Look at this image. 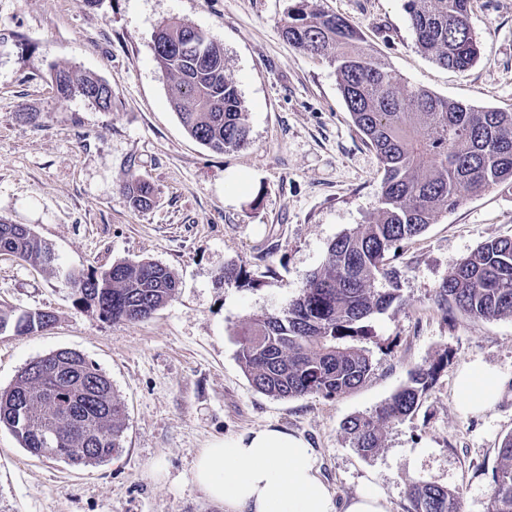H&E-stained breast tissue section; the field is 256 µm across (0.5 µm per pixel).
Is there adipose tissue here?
Segmentation results:
<instances>
[{
    "label": "adipose tissue",
    "instance_id": "ef3b65f1",
    "mask_svg": "<svg viewBox=\"0 0 512 512\" xmlns=\"http://www.w3.org/2000/svg\"><path fill=\"white\" fill-rule=\"evenodd\" d=\"M504 388L501 375L468 364L457 378V408L465 414L484 412ZM194 479L225 512H391L385 494L372 482L336 501L315 467L309 443L276 427L213 441L197 457Z\"/></svg>",
    "mask_w": 512,
    "mask_h": 512
}]
</instances>
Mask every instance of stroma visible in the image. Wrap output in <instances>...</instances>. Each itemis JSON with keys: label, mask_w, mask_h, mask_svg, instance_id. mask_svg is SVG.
<instances>
[{"label": "stroma", "mask_w": 512, "mask_h": 512, "mask_svg": "<svg viewBox=\"0 0 512 512\" xmlns=\"http://www.w3.org/2000/svg\"><path fill=\"white\" fill-rule=\"evenodd\" d=\"M293 0H0V219L22 224L55 254L53 268L0 254V309L47 310L53 324L0 333V391L32 361L68 349L111 380L125 410L121 449L73 467L32 456L0 428V512H224L193 477L212 441L266 426L305 437L337 500L375 479L391 512H409L408 488L425 480L459 491L461 512H486L502 439L512 433V318L450 313L439 291L452 263L512 237V185L439 214L403 243L388 267L398 298L361 343L369 377L343 396L277 399L257 391L236 333L279 315L330 244L376 216L382 175L354 127L328 60L283 38ZM355 24L363 45L400 84L477 108L512 112V0H473L479 41L460 73L420 52L404 0H309ZM180 19L224 48L247 112L250 143L217 153L193 139L171 106L154 36ZM66 67L112 88V109L59 98L50 74ZM154 190L133 209L127 175ZM166 266L179 288L150 318L107 321L75 301L72 272L119 262ZM245 282L227 286L225 265ZM447 367L414 413L387 428L379 451L358 454L342 430L387 401L416 367ZM481 362L506 380L488 411L457 409L456 379Z\"/></svg>", "instance_id": "35a3bbf8"}]
</instances>
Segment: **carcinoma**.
<instances>
[{
	"instance_id": "carcinoma-1",
	"label": "carcinoma",
	"mask_w": 512,
	"mask_h": 512,
	"mask_svg": "<svg viewBox=\"0 0 512 512\" xmlns=\"http://www.w3.org/2000/svg\"><path fill=\"white\" fill-rule=\"evenodd\" d=\"M416 48L438 64L468 70L479 54L469 14L471 0H405ZM194 26L179 19L163 23L154 36L158 67L174 81L171 104L188 134L215 151L248 145L247 114L235 83L224 71V47L196 64ZM297 50L327 59L354 126L373 149L382 172L375 221L343 233L329 246L326 265L306 279L281 315H256L238 331V357L258 391L280 399L337 398L370 375L371 360L356 342L371 335L373 315L387 311L396 289L374 288L389 275L388 255L422 234L436 217L468 197L512 184V112L472 106L407 88L361 46L360 31L343 17L294 0L282 26ZM181 49L168 51V44ZM58 97L81 96L97 103L112 89L90 75L58 68L52 74ZM130 206H150L151 188L122 182ZM0 254L44 268L52 249L27 227L0 220ZM77 303L112 321H142L172 299L177 282L154 262H120L100 272L72 275ZM441 300L450 310L477 319L512 317V237L480 245L451 265ZM49 311L13 316L0 311V333L17 335L48 327ZM448 357L410 372L407 382L369 414L342 424L352 447L376 453L384 431L418 407ZM43 371L26 366L0 391V426L31 455L78 467L105 462L121 448L123 408L112 381L83 355L55 351L40 360ZM487 512H512V435L498 448ZM410 512H460V492L418 480L408 488Z\"/></svg>"
}]
</instances>
